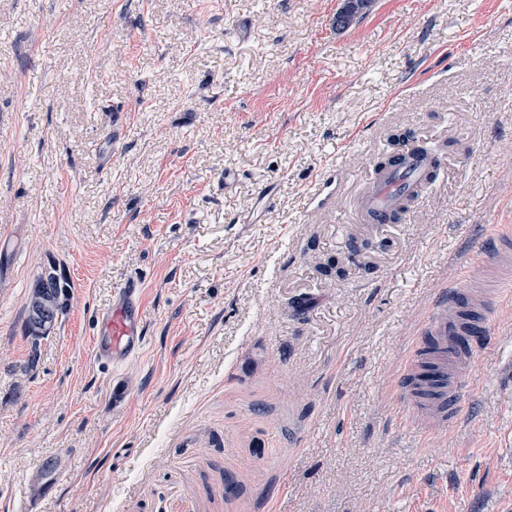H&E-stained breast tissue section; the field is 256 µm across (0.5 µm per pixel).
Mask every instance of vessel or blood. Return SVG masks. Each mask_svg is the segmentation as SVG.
Masks as SVG:
<instances>
[{
  "mask_svg": "<svg viewBox=\"0 0 512 512\" xmlns=\"http://www.w3.org/2000/svg\"><path fill=\"white\" fill-rule=\"evenodd\" d=\"M431 159L421 153L406 157L398 170L382 175L363 193L361 219L380 223L400 197L416 193L430 175ZM491 282L465 295L445 290L417 331L411 354L400 374L399 398L410 408L411 422L428 436L454 424L458 400L474 372L476 354L461 350L463 336L493 335V320L512 286V231L494 232L483 253ZM141 290L125 282L112 290L109 307L98 312L94 352L97 363L119 369L144 348Z\"/></svg>",
  "mask_w": 512,
  "mask_h": 512,
  "instance_id": "b4317fda",
  "label": "vessel or blood"
}]
</instances>
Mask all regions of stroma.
<instances>
[{
    "label": "stroma",
    "instance_id": "obj_1",
    "mask_svg": "<svg viewBox=\"0 0 512 512\" xmlns=\"http://www.w3.org/2000/svg\"><path fill=\"white\" fill-rule=\"evenodd\" d=\"M341 5L0 0V512H512V308L456 424L425 438L397 395L512 226V0L340 30ZM404 132L442 171L360 223ZM48 272L65 308L34 336ZM128 279L146 347L109 373L93 321Z\"/></svg>",
    "mask_w": 512,
    "mask_h": 512
}]
</instances>
